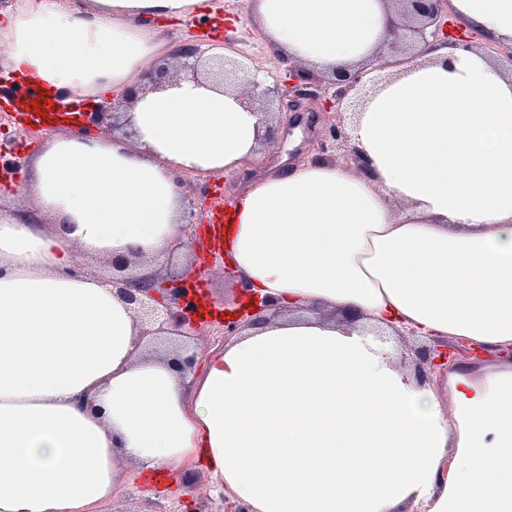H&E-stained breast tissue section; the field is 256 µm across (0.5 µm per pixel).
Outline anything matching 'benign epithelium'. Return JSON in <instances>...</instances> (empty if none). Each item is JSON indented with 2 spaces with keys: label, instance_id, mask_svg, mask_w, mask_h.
Returning a JSON list of instances; mask_svg holds the SVG:
<instances>
[{
  "label": "benign epithelium",
  "instance_id": "benign-epithelium-1",
  "mask_svg": "<svg viewBox=\"0 0 512 512\" xmlns=\"http://www.w3.org/2000/svg\"><path fill=\"white\" fill-rule=\"evenodd\" d=\"M443 2L445 0H396L398 7L395 16L401 20V29L406 31V37L387 43V52L379 57L377 68L404 64L439 36L450 37V21L448 12L443 10ZM174 56L178 60L175 70H170L167 63L150 62L143 71L145 82L127 88L120 96H113L100 104L97 111L90 113L88 124L82 128V132L88 134L93 128L102 132L117 131L118 113L125 110L139 94L152 91L164 83L171 73L182 79L198 81L210 78L225 86H237L244 91L243 106L264 114L269 113L267 105L273 102L292 108L302 100L316 102L322 98L314 78L299 73L284 59L277 62L274 72L266 80L258 78L254 69L228 60L216 52L215 46L204 48L195 40L178 45ZM362 78L363 72L344 69L337 71L334 78L328 81V85L335 87L336 99L334 106L328 101L324 104L325 111L333 112L331 132L338 131V124L346 110L344 100L349 92L360 85ZM193 182L194 178L188 173L178 178L179 185L185 188L186 210L182 237L173 245L177 250L200 244L197 227L207 219L206 200L190 194ZM112 285L118 288L125 301L134 306L141 322L142 339L171 329L182 333L187 329L202 327L199 301L191 288V276L186 271L180 275L160 272L143 277L121 275L112 278ZM277 310L279 307L273 302L259 299L239 312L238 316L215 321L213 327L224 330L226 337L234 336L242 327L275 315ZM463 355L470 356L472 352L435 341L421 346L416 351L418 374L425 377Z\"/></svg>",
  "mask_w": 512,
  "mask_h": 512
}]
</instances>
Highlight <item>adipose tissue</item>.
<instances>
[{"instance_id":"1","label":"adipose tissue","mask_w":512,"mask_h":512,"mask_svg":"<svg viewBox=\"0 0 512 512\" xmlns=\"http://www.w3.org/2000/svg\"><path fill=\"white\" fill-rule=\"evenodd\" d=\"M212 0H22L12 71L76 96L119 94L172 48L158 23ZM480 46L438 39L350 118L355 168L308 160L242 189L224 226L246 301L277 318L201 370L97 272L155 269L184 217L185 171L257 158L242 92L177 80L106 138L55 133L0 211V512H97L130 469L206 467L248 512H512V0H448ZM276 57L367 69L389 0H247ZM68 229H59V221ZM464 340L493 355L419 381L376 334Z\"/></svg>"}]
</instances>
